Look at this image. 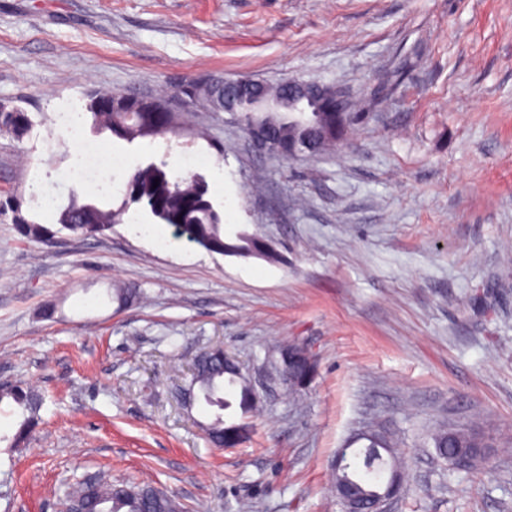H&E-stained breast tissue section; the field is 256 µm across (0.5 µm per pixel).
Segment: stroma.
Segmentation results:
<instances>
[{"label":"stroma","instance_id":"1","mask_svg":"<svg viewBox=\"0 0 512 512\" xmlns=\"http://www.w3.org/2000/svg\"><path fill=\"white\" fill-rule=\"evenodd\" d=\"M287 78L339 87L360 116L312 159L253 152L232 112H187L191 138L126 143L98 131L96 89L173 91L180 78ZM0 200L56 223L70 196L118 208L129 172L192 155L224 236L279 251L271 264L211 253L139 211L100 239L30 241L0 213V385L44 397L25 447L0 406V512H64L93 475L150 482L183 512H341L337 449L389 436L405 461L388 512H512V0H0ZM124 154L107 191L72 173L54 125ZM116 284L140 288L118 309ZM57 308L46 317L48 305ZM295 343L316 364L297 393L268 354ZM223 346L260 414L231 407L243 442L214 447L212 410L178 397L201 351ZM497 443L458 471L435 427Z\"/></svg>","mask_w":512,"mask_h":512}]
</instances>
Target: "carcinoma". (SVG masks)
<instances>
[{"mask_svg": "<svg viewBox=\"0 0 512 512\" xmlns=\"http://www.w3.org/2000/svg\"><path fill=\"white\" fill-rule=\"evenodd\" d=\"M177 95L197 112L224 111V88L221 86L190 79L177 89ZM99 98L112 99V111H94ZM87 108L98 128L129 144L153 139L173 131L176 126L175 113L166 111L163 106L150 105L135 97L110 91L91 94ZM234 112L238 114L245 132L258 129L268 140L270 153L283 160L293 158V149L306 142L311 144V150L304 153L306 157L336 146L355 120L351 112L338 115L323 111L312 112L306 122L294 124L282 112L253 111L246 93L235 101ZM0 124L19 138L28 131L30 120L23 112H6L0 115ZM166 166L164 161L138 166L127 180L134 186V191L125 193L118 210L95 203L71 202L61 210L55 230L46 224L28 220L16 210L14 222L17 230L21 236L35 241L53 238L63 231L80 238L104 237L131 206L139 205L158 223L178 227L177 236L209 252L243 257L259 255L271 263L280 262L281 256L276 250L254 238L240 236L236 243L225 241L222 216L209 199L204 178L192 174L173 179L164 170ZM139 295V290L132 286L112 288V300L120 306L133 303ZM278 363L282 371L288 373L292 388L306 385L314 376V363L299 349L282 347L278 352ZM236 386L240 387L239 407L245 412L256 411L257 401L245 375L238 372L235 363L226 359L223 347L213 346L196 359L190 388H196L198 392L191 401L218 409L211 423L204 425L207 439L217 447L224 446L237 434L236 428L224 426V415L221 414L231 407V403L224 399V389ZM5 399L22 411V420L9 439L10 447L18 448L28 443L32 430L38 425L43 399L31 388L20 384L1 387L0 402ZM485 438L484 433L469 427L439 429L431 434V443L438 458L450 464L458 446L475 448L483 444ZM340 452L344 461L340 479L354 495L365 500L383 488L375 481L376 475L391 474L401 468L397 451L390 452L370 438L360 448H342ZM66 509L67 512L78 509L87 512H182L180 504L149 483H112L102 477L77 484L69 493Z\"/></svg>", "mask_w": 512, "mask_h": 512, "instance_id": "carcinoma-1", "label": "carcinoma"}]
</instances>
